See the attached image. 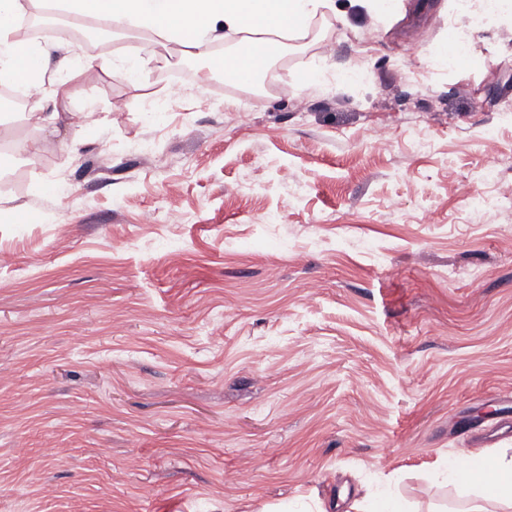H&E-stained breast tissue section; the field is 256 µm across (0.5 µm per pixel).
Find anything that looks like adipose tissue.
<instances>
[{"instance_id": "1", "label": "adipose tissue", "mask_w": 512, "mask_h": 512, "mask_svg": "<svg viewBox=\"0 0 512 512\" xmlns=\"http://www.w3.org/2000/svg\"><path fill=\"white\" fill-rule=\"evenodd\" d=\"M63 10L78 18L105 19L116 28L132 27L167 42L200 48L207 37L239 36L233 59L219 67L230 82L249 83L278 57L286 41L306 38L314 18L333 12V0H59ZM476 23L468 35L452 30L444 43L449 53L469 57L481 32L500 20H512V0H464ZM23 10L21 0H0V83L29 82L42 73L39 46L15 39ZM33 64L22 67L23 59Z\"/></svg>"}]
</instances>
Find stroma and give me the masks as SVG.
<instances>
[{
	"label": "stroma",
	"instance_id": "35a3bbf8",
	"mask_svg": "<svg viewBox=\"0 0 512 512\" xmlns=\"http://www.w3.org/2000/svg\"><path fill=\"white\" fill-rule=\"evenodd\" d=\"M335 7L278 92L42 38L48 120L0 124V512H464L444 461L512 455L460 427L512 393V25L448 67L454 0ZM367 13L371 19L384 20L398 13L400 3L393 7L392 0H353Z\"/></svg>",
	"mask_w": 512,
	"mask_h": 512
}]
</instances>
